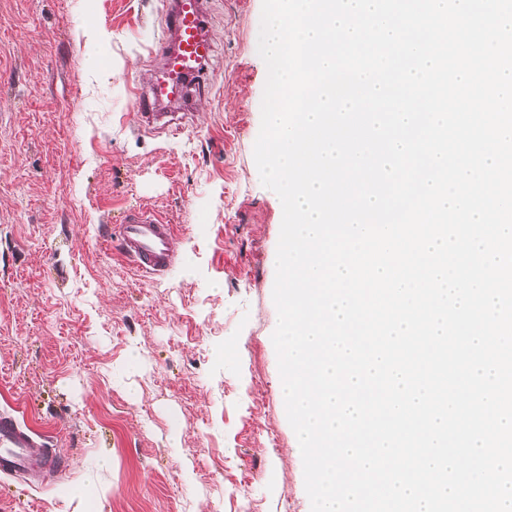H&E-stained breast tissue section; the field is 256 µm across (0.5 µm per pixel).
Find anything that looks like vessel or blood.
<instances>
[{"instance_id": "obj_1", "label": "vessel or blood", "mask_w": 512, "mask_h": 512, "mask_svg": "<svg viewBox=\"0 0 512 512\" xmlns=\"http://www.w3.org/2000/svg\"><path fill=\"white\" fill-rule=\"evenodd\" d=\"M206 0H170L165 27L153 57L158 62L143 88L134 89V103L142 119H151L162 105L190 111L210 64L213 46L208 36ZM119 254L143 276L167 271L173 265L174 227L161 215L129 212L109 232ZM29 435L11 419L0 420V474L41 476L61 468L52 454H31Z\"/></svg>"}]
</instances>
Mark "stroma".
Returning a JSON list of instances; mask_svg holds the SVG:
<instances>
[{"mask_svg": "<svg viewBox=\"0 0 512 512\" xmlns=\"http://www.w3.org/2000/svg\"><path fill=\"white\" fill-rule=\"evenodd\" d=\"M163 10L0 0V417L64 464L6 479L0 512H88L91 472L101 512H311L272 342L282 205L254 160L262 0H209L214 54L175 136L131 103ZM129 208L173 224L167 274L109 243Z\"/></svg>", "mask_w": 512, "mask_h": 512, "instance_id": "35a3bbf8", "label": "stroma"}]
</instances>
